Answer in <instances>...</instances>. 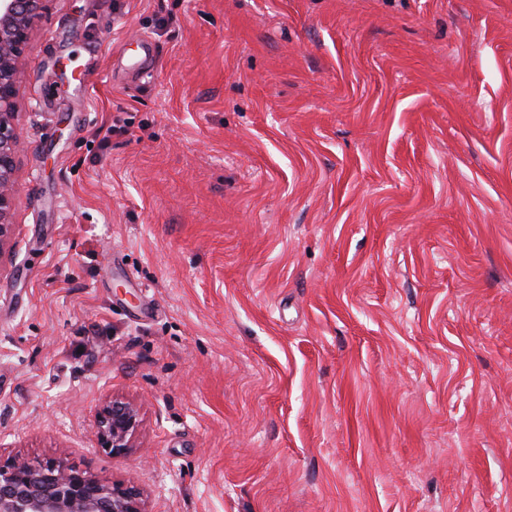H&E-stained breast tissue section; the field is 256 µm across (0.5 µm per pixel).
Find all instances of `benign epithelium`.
<instances>
[{
	"mask_svg": "<svg viewBox=\"0 0 512 512\" xmlns=\"http://www.w3.org/2000/svg\"><path fill=\"white\" fill-rule=\"evenodd\" d=\"M43 0H0V262L10 253L11 215L22 149L14 120L19 82L34 22ZM140 406L114 397L95 421L100 447L114 455L135 447ZM0 512H147L143 493L130 480L104 484L60 458L37 464L16 456L0 464Z\"/></svg>",
	"mask_w": 512,
	"mask_h": 512,
	"instance_id": "obj_1",
	"label": "benign epithelium"
}]
</instances>
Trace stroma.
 Segmentation results:
<instances>
[{
	"label": "stroma",
	"mask_w": 512,
	"mask_h": 512,
	"mask_svg": "<svg viewBox=\"0 0 512 512\" xmlns=\"http://www.w3.org/2000/svg\"><path fill=\"white\" fill-rule=\"evenodd\" d=\"M15 129L1 460L512 512V0H47ZM139 426L140 407L132 401L112 397L98 413L95 436L101 448L122 455L134 448Z\"/></svg>",
	"instance_id": "1"
}]
</instances>
